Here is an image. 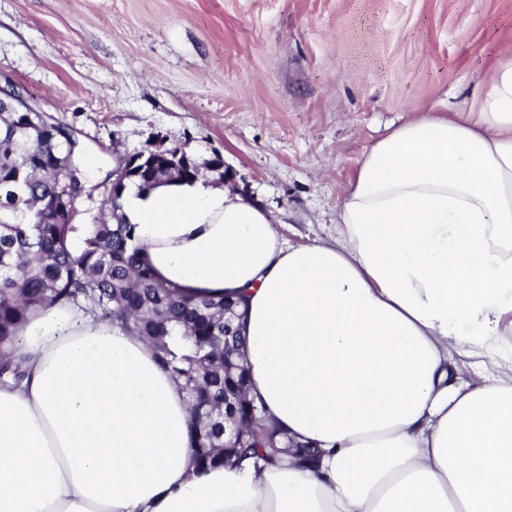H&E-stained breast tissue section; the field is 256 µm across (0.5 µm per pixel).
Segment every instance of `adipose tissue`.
I'll list each match as a JSON object with an SVG mask.
<instances>
[{"instance_id": "obj_1", "label": "adipose tissue", "mask_w": 512, "mask_h": 512, "mask_svg": "<svg viewBox=\"0 0 512 512\" xmlns=\"http://www.w3.org/2000/svg\"><path fill=\"white\" fill-rule=\"evenodd\" d=\"M121 203L161 281L245 295L251 394L319 459L195 472L171 371L48 306L0 346L26 372L0 382V512H512L511 53L477 111L421 113L370 148L332 242L287 245L201 179Z\"/></svg>"}]
</instances>
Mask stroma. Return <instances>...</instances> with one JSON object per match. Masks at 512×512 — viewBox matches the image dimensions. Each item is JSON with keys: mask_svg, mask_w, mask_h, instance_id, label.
I'll list each match as a JSON object with an SVG mask.
<instances>
[{"mask_svg": "<svg viewBox=\"0 0 512 512\" xmlns=\"http://www.w3.org/2000/svg\"><path fill=\"white\" fill-rule=\"evenodd\" d=\"M512 0H0V73L96 163L181 144L297 245L336 235L362 156L422 112L478 109Z\"/></svg>", "mask_w": 512, "mask_h": 512, "instance_id": "obj_1", "label": "stroma"}]
</instances>
